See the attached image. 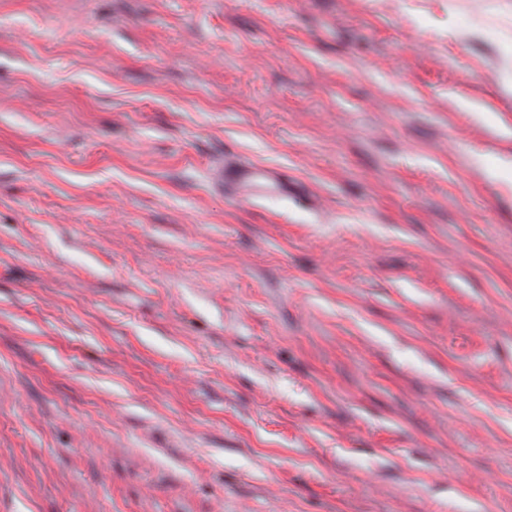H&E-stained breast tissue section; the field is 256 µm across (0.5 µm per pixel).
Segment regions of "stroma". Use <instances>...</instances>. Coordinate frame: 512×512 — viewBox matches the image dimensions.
<instances>
[{"instance_id":"obj_1","label":"stroma","mask_w":512,"mask_h":512,"mask_svg":"<svg viewBox=\"0 0 512 512\" xmlns=\"http://www.w3.org/2000/svg\"><path fill=\"white\" fill-rule=\"evenodd\" d=\"M0 512H512V0H0ZM232 175L237 180L249 184L256 193H288V183L283 182L276 174L271 172H263L257 169H234Z\"/></svg>"}]
</instances>
